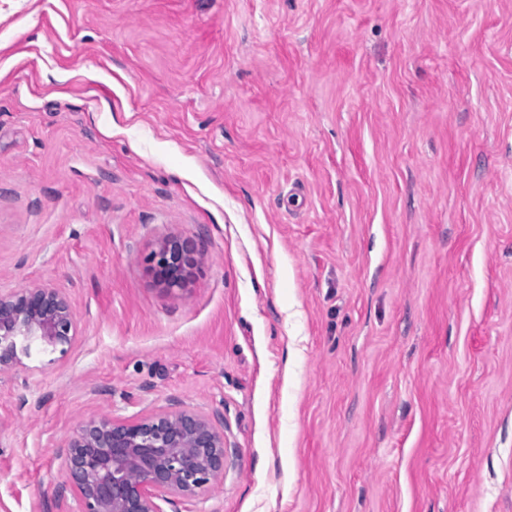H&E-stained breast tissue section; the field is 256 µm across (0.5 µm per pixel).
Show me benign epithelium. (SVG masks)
Masks as SVG:
<instances>
[{"instance_id":"benign-epithelium-1","label":"benign epithelium","mask_w":512,"mask_h":512,"mask_svg":"<svg viewBox=\"0 0 512 512\" xmlns=\"http://www.w3.org/2000/svg\"><path fill=\"white\" fill-rule=\"evenodd\" d=\"M166 287L181 289L198 251L165 239L150 256ZM77 336L66 296L37 284L0 292V372L31 354L67 351ZM65 481L78 512H165L224 478V434L195 413L159 412L133 422L90 421L65 444Z\"/></svg>"}]
</instances>
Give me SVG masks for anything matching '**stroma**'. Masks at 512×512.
<instances>
[{
    "mask_svg": "<svg viewBox=\"0 0 512 512\" xmlns=\"http://www.w3.org/2000/svg\"><path fill=\"white\" fill-rule=\"evenodd\" d=\"M35 284L78 332L0 373V512H75L81 425L180 410L226 446L180 512H512V0H0ZM154 268L165 286L184 288L189 270L199 261L198 251L186 241L165 239L150 256Z\"/></svg>",
    "mask_w": 512,
    "mask_h": 512,
    "instance_id": "1",
    "label": "stroma"
}]
</instances>
